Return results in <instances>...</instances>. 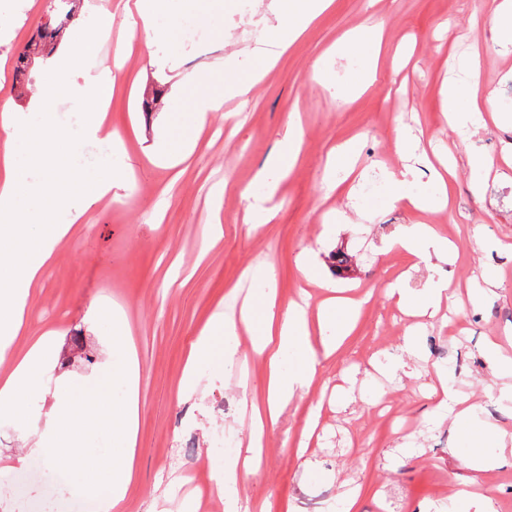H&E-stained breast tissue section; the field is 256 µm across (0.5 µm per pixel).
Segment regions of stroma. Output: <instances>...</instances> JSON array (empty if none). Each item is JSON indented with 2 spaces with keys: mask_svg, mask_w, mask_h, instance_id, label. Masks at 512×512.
I'll use <instances>...</instances> for the list:
<instances>
[{
  "mask_svg": "<svg viewBox=\"0 0 512 512\" xmlns=\"http://www.w3.org/2000/svg\"><path fill=\"white\" fill-rule=\"evenodd\" d=\"M48 10V0H0V59L15 61ZM373 19L384 24L385 44L371 85L358 95L350 87L362 57L333 48ZM443 21L455 38L449 50L438 41ZM274 22L273 0H224L219 11L212 0H191L184 23L203 25L202 50L181 40L160 43L151 64L140 38L120 28L98 40L97 62L122 67L109 109L122 141L87 148L84 160L93 166L110 156L137 177L117 188L116 198L96 203L43 269L16 351L53 332L48 386L64 374L78 381L102 363L109 340L92 302L126 315L142 377L135 479L119 512H197L198 501L179 494L177 463L195 462L213 477L225 460L216 438L245 448L250 407L264 403L267 375L265 359L244 342L232 371L202 367L194 392L181 395L190 346L210 316H238L254 288L250 269L269 262L283 306L305 293L317 307L328 282L348 295L369 288L350 335L268 428L262 466L240 481L239 500L253 512H301L299 500L314 490L323 493L326 512H341L344 492L353 490L355 512H446L457 482L467 479L494 487L495 512H512V403L499 399L504 380L485 355L491 340L512 355V163L504 159L512 127L490 125L472 136L492 162L488 174L473 173L442 116L441 95L449 80L460 79L512 113V49L492 39L490 0H333L262 71L252 93L225 101L234 120L215 118L200 132L179 177L152 166L157 147L185 121L174 95L182 74L228 60L233 75L249 78L260 71L252 50ZM152 96L156 108L144 111L143 99ZM293 114L304 129L297 161L269 201L273 220L248 230L241 192L279 148ZM404 126L428 155L457 162L442 211L407 210L388 200L386 172ZM351 139L356 164L347 176L330 160ZM217 217L223 236L215 242L207 226ZM419 223L435 225L456 245L446 269L461 297L484 287V271H498L501 283L464 310L444 307L425 320L419 357L387 378L379 368L414 320L383 290L398 280L420 292L436 278L434 267L389 246L402 225ZM339 251L348 257L341 271L333 259ZM306 264L313 280L303 275ZM446 385L475 403L481 420L507 431L504 463L483 470L465 464L468 439L440 406ZM57 400L53 391L33 400L22 426L0 419V512H25V497L48 491L55 512L82 504L67 475L28 481L38 460L31 447L52 425ZM314 412L319 424L309 433Z\"/></svg>",
  "mask_w": 512,
  "mask_h": 512,
  "instance_id": "1",
  "label": "stroma"
}]
</instances>
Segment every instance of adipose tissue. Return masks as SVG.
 <instances>
[{
	"instance_id": "ef3b65f1",
	"label": "adipose tissue",
	"mask_w": 512,
	"mask_h": 512,
	"mask_svg": "<svg viewBox=\"0 0 512 512\" xmlns=\"http://www.w3.org/2000/svg\"><path fill=\"white\" fill-rule=\"evenodd\" d=\"M330 4L331 0H276L279 23L269 30L270 47L261 52V61L272 65L276 54L284 52ZM88 23L105 33L111 32L113 24H120L127 32L140 35L148 47L174 42L181 27L169 0H134L121 18L93 13ZM96 53L95 41L79 34L61 43L51 59L50 72L37 88L34 111H19L12 96L0 97V364L11 365L9 373L0 378V418L17 423L26 420L30 399L43 388L50 353V339L43 335L22 357L14 355L32 290L72 226L128 178L126 170L113 166L111 159L91 168L81 162L85 147L120 138L107 119L115 85L112 69H90L89 62ZM181 86L190 92L182 101L188 114V133L164 141L158 150L164 166L171 170L194 152L198 133L222 112L225 99L248 96L253 88L252 82L229 79L223 67L190 72L183 76ZM442 96L450 125L460 136H468L489 121L512 123V114L495 111L491 96L480 95L476 87L449 84ZM66 102L82 110L81 141L72 139L60 117V107ZM419 149V140L408 130H400L398 164L387 172L389 199L395 206L436 212L446 207L447 196L416 193L410 180L412 168L406 159ZM392 245L419 263L445 260L451 255L447 238L429 224L404 225ZM252 278L256 285L254 304L237 319L220 312L211 316L189 350L181 386L182 393L192 392L202 366L232 368L238 361L239 336L243 333L253 352L268 363L266 398L263 405L253 409L246 453L225 461L220 470L228 512H242L236 488L240 477L260 469L265 429L275 425L284 406L309 387L320 356L336 351L365 302L361 296H331L313 315L307 304L297 301L282 309L278 306L274 264L253 272ZM385 295L408 314L419 317L435 316L442 302L458 300L447 280L420 294L394 282ZM314 320L329 330L317 347L310 339ZM443 396L454 424L462 426L470 439L467 464L482 468L498 465L499 457L485 452L488 442L499 439L498 429L480 421L453 389H444Z\"/></svg>"
}]
</instances>
